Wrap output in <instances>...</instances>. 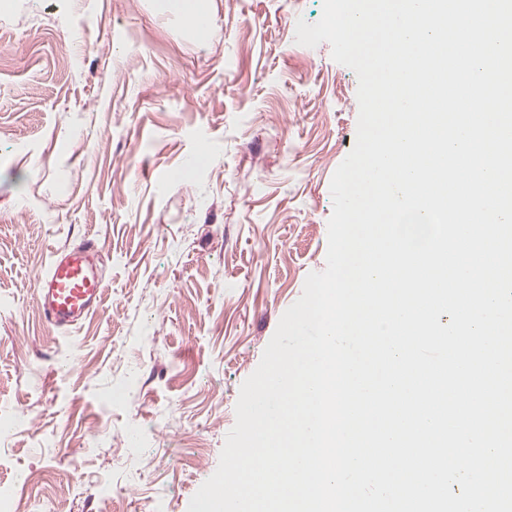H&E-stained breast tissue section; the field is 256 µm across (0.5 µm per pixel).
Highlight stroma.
Listing matches in <instances>:
<instances>
[{"mask_svg": "<svg viewBox=\"0 0 512 512\" xmlns=\"http://www.w3.org/2000/svg\"><path fill=\"white\" fill-rule=\"evenodd\" d=\"M323 0H0V488L14 512H188L244 380L326 266L358 78L297 44ZM96 240L94 317L34 282ZM139 427V447L123 441ZM167 8L189 21L198 31H203L204 22L209 9L208 0H167Z\"/></svg>", "mask_w": 512, "mask_h": 512, "instance_id": "35a3bbf8", "label": "stroma"}]
</instances>
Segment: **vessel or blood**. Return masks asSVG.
<instances>
[{
  "instance_id": "b4317fda",
  "label": "vessel or blood",
  "mask_w": 512,
  "mask_h": 512,
  "mask_svg": "<svg viewBox=\"0 0 512 512\" xmlns=\"http://www.w3.org/2000/svg\"><path fill=\"white\" fill-rule=\"evenodd\" d=\"M103 288L100 249L90 240L56 250L48 269L37 277L34 292L46 323L67 331L98 311Z\"/></svg>"
}]
</instances>
